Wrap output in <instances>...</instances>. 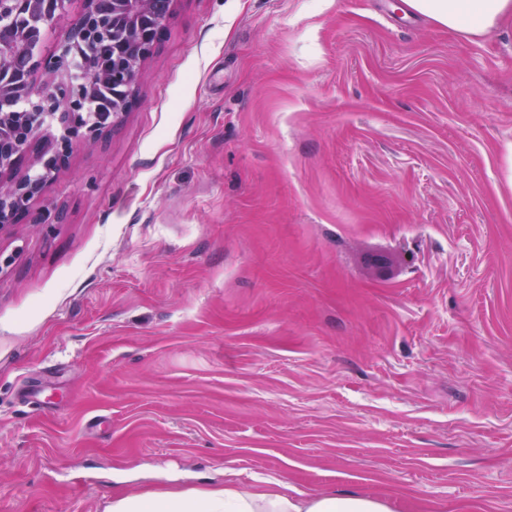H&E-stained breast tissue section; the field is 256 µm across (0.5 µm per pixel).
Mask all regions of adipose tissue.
<instances>
[{"label":"adipose tissue","mask_w":512,"mask_h":512,"mask_svg":"<svg viewBox=\"0 0 512 512\" xmlns=\"http://www.w3.org/2000/svg\"><path fill=\"white\" fill-rule=\"evenodd\" d=\"M405 6L472 40L512 15V0H403ZM105 512H389L386 503L357 494H308L282 481L246 488L218 486L114 497Z\"/></svg>","instance_id":"1"}]
</instances>
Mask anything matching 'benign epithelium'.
<instances>
[{
  "label": "benign epithelium",
  "instance_id": "7a95c632",
  "mask_svg": "<svg viewBox=\"0 0 512 512\" xmlns=\"http://www.w3.org/2000/svg\"><path fill=\"white\" fill-rule=\"evenodd\" d=\"M30 10L40 18L36 32L38 43L34 52L23 62L26 74L39 68L47 76L45 89L31 92L27 130L45 127L47 139L28 152L29 144L18 140L16 114L8 111L18 82L15 80L17 62L11 45L0 39V233L10 227L15 215L24 210L31 199L41 194L45 184L55 178L68 163L74 144H92L102 135L100 114L78 111V102L98 97H112V125L126 115L133 87L142 63L151 54L166 18L156 14V0H112V38L126 41L137 48V54L123 73L108 74L94 71L81 78L72 63L75 46L81 41L89 20L97 12L99 0H29ZM61 19L69 20L62 41L50 45L45 28ZM122 82V93L113 86Z\"/></svg>",
  "mask_w": 512,
  "mask_h": 512
}]
</instances>
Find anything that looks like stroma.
Instances as JSON below:
<instances>
[{
    "label": "stroma",
    "instance_id": "obj_1",
    "mask_svg": "<svg viewBox=\"0 0 512 512\" xmlns=\"http://www.w3.org/2000/svg\"><path fill=\"white\" fill-rule=\"evenodd\" d=\"M228 469L512 512V19L174 0L0 234V512Z\"/></svg>",
    "mask_w": 512,
    "mask_h": 512
}]
</instances>
